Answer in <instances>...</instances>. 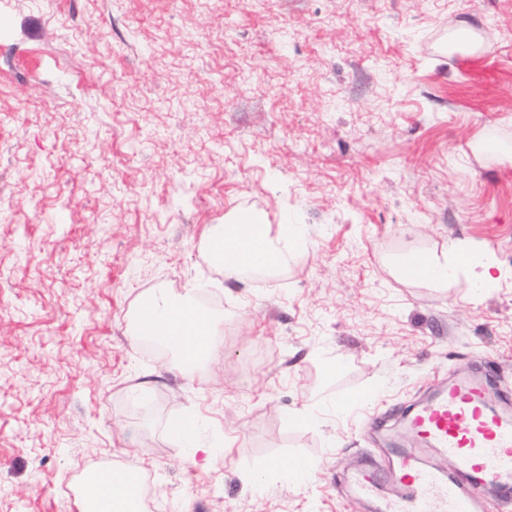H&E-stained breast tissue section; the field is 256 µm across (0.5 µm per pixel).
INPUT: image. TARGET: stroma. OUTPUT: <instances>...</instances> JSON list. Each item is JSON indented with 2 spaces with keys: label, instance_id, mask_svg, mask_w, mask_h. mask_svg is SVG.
<instances>
[{
  "label": "stroma",
  "instance_id": "35a3bbf8",
  "mask_svg": "<svg viewBox=\"0 0 512 512\" xmlns=\"http://www.w3.org/2000/svg\"><path fill=\"white\" fill-rule=\"evenodd\" d=\"M252 211L307 249L226 279L205 228ZM455 243L504 281L392 269ZM190 287L220 335L185 376L126 328ZM462 369L512 396V0H0V512H78L100 463L148 512H362Z\"/></svg>",
  "mask_w": 512,
  "mask_h": 512
}]
</instances>
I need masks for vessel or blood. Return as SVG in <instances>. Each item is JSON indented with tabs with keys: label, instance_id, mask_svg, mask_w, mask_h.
<instances>
[{
	"label": "vessel or blood",
	"instance_id": "b4317fda",
	"mask_svg": "<svg viewBox=\"0 0 512 512\" xmlns=\"http://www.w3.org/2000/svg\"><path fill=\"white\" fill-rule=\"evenodd\" d=\"M491 383L487 374L458 377L406 417L411 436L447 458L450 469L397 448L389 477L355 473L354 493L372 501L375 512H485L490 493L512 505V410L490 399Z\"/></svg>",
	"mask_w": 512,
	"mask_h": 512
}]
</instances>
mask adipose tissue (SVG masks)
I'll list each match as a JSON object with an SVG mask.
<instances>
[{
    "instance_id": "ef3b65f1",
    "label": "adipose tissue",
    "mask_w": 512,
    "mask_h": 512,
    "mask_svg": "<svg viewBox=\"0 0 512 512\" xmlns=\"http://www.w3.org/2000/svg\"><path fill=\"white\" fill-rule=\"evenodd\" d=\"M207 245L215 250L211 265L226 278L242 279L248 272L271 273L299 256L307 247L306 231L300 224H267L258 213H231L223 223L207 231ZM451 257L407 252L395 261L404 279L447 287L449 279L466 267L479 271L473 282L475 292L496 286L491 260L474 261L471 250L453 245ZM127 332L135 341L154 338L174 357L177 369L187 373L213 360L216 353L217 321L201 309L192 290L173 292L155 289L141 298ZM141 490L128 485L125 467L112 470V494L97 505L81 504L80 512H142Z\"/></svg>"
}]
</instances>
